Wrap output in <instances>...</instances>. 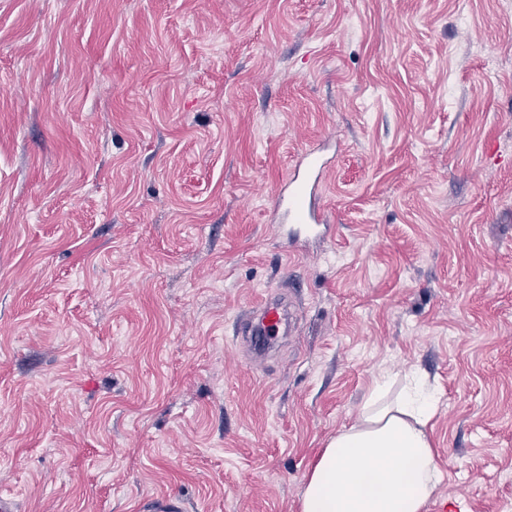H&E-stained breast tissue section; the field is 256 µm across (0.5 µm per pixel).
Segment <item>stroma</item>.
I'll use <instances>...</instances> for the list:
<instances>
[{"label": "stroma", "mask_w": 512, "mask_h": 512, "mask_svg": "<svg viewBox=\"0 0 512 512\" xmlns=\"http://www.w3.org/2000/svg\"><path fill=\"white\" fill-rule=\"evenodd\" d=\"M329 158L330 230L273 194ZM297 330L256 356L262 299ZM417 368L431 505L512 512V0H0V494L299 512Z\"/></svg>", "instance_id": "35a3bbf8"}]
</instances>
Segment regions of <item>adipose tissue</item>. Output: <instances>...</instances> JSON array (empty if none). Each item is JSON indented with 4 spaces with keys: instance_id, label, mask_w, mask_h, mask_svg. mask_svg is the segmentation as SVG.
<instances>
[{
    "instance_id": "ef3b65f1",
    "label": "adipose tissue",
    "mask_w": 512,
    "mask_h": 512,
    "mask_svg": "<svg viewBox=\"0 0 512 512\" xmlns=\"http://www.w3.org/2000/svg\"><path fill=\"white\" fill-rule=\"evenodd\" d=\"M390 382L377 380L356 423L337 432L310 465L299 512H425L441 480L426 430L437 399L415 380L386 400Z\"/></svg>"
}]
</instances>
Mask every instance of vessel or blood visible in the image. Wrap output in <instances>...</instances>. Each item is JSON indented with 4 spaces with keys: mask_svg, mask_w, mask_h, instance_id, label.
<instances>
[{
    "mask_svg": "<svg viewBox=\"0 0 512 512\" xmlns=\"http://www.w3.org/2000/svg\"><path fill=\"white\" fill-rule=\"evenodd\" d=\"M326 168L318 149L305 153L301 168L295 169L275 191L274 213L280 223L302 225L315 237L322 234L327 218L317 202V189ZM260 307L263 321L254 335L256 343L262 346L268 337L278 333L283 313L278 303L267 299L262 300Z\"/></svg>",
    "mask_w": 512,
    "mask_h": 512,
    "instance_id": "obj_1",
    "label": "vessel or blood"
}]
</instances>
